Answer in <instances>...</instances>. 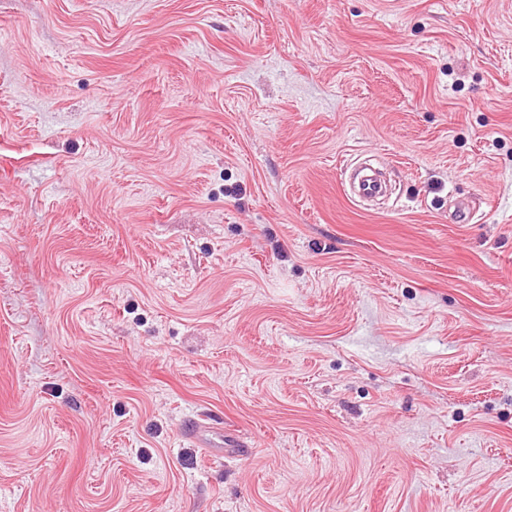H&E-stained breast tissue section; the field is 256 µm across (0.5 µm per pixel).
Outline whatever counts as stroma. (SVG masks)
Returning <instances> with one entry per match:
<instances>
[{"instance_id":"1","label":"stroma","mask_w":512,"mask_h":512,"mask_svg":"<svg viewBox=\"0 0 512 512\" xmlns=\"http://www.w3.org/2000/svg\"><path fill=\"white\" fill-rule=\"evenodd\" d=\"M0 512H512V0H0ZM185 436L195 442L210 458L223 459L224 456L240 453V445L228 434L224 435L221 422L207 414H199L189 420L184 429Z\"/></svg>"}]
</instances>
